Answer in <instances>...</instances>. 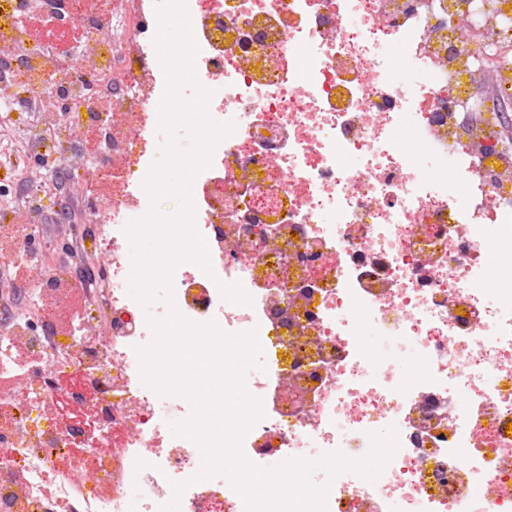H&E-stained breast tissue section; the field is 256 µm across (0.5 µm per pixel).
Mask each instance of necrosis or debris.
<instances>
[{"instance_id": "4bbe7bcc", "label": "necrosis or debris", "mask_w": 512, "mask_h": 512, "mask_svg": "<svg viewBox=\"0 0 512 512\" xmlns=\"http://www.w3.org/2000/svg\"><path fill=\"white\" fill-rule=\"evenodd\" d=\"M8 2L0 59L21 57L26 67L0 74V89L15 110L36 107L38 120L20 129L36 153L109 200V232L92 245L112 278L97 294L70 265L57 266L40 281L44 329L7 319L0 512H129L134 492L139 512H161L183 481L182 512H245L226 477L194 482L198 447L169 439L157 411L165 402L184 420L190 404L145 386L135 352L153 333L125 287V227L150 209L143 182L166 86L156 0H135L119 25L105 15L63 18L86 37L56 91L43 88L52 56L30 47L17 19L56 12L58 0ZM469 3L425 0L410 11L405 0H187L196 75L213 92L209 115L236 128L193 183L213 271L179 264L174 305L193 322L257 333L265 372L247 389L264 416L243 441L252 463L272 467L311 447L359 459L371 433L396 428L383 478L340 474L327 512H387L393 502L403 512H512V155L485 152L495 115L446 105L479 91L511 96L512 66L474 63L470 33L457 24ZM352 8L362 16L356 27ZM452 45L458 57H449ZM63 99L87 120L59 124ZM91 130L107 143L93 166L84 151ZM26 196L0 224V266L14 268L20 294L31 276L16 259L48 210L39 186ZM486 218L488 237H470L467 225ZM251 222L276 233L256 246ZM300 250L316 252L319 266L289 265ZM306 279L317 285L299 293ZM221 281L240 283L251 304L223 300ZM277 303L298 319L292 332L272 322ZM366 323L397 348L414 347V380L361 344ZM308 352L325 365L312 381L291 372ZM66 400L90 406L93 445L79 439Z\"/></svg>"}]
</instances>
